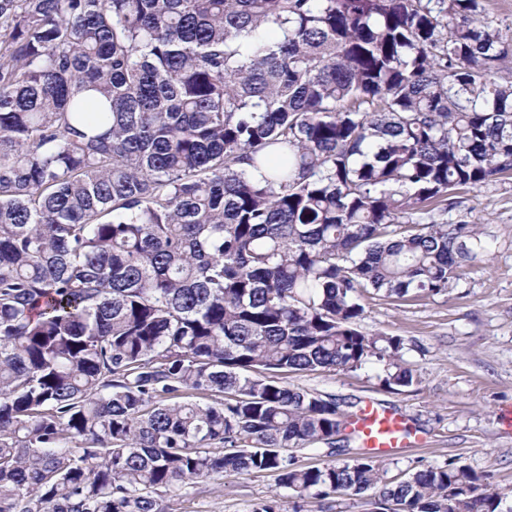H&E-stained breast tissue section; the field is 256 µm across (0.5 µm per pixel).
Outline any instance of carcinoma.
Listing matches in <instances>:
<instances>
[{
    "mask_svg": "<svg viewBox=\"0 0 512 512\" xmlns=\"http://www.w3.org/2000/svg\"><path fill=\"white\" fill-rule=\"evenodd\" d=\"M510 175L512 27L483 0H0V512H163L253 472L499 512L455 461L299 463L356 438L270 374L412 386L364 300L453 287L490 243L444 215Z\"/></svg>",
    "mask_w": 512,
    "mask_h": 512,
    "instance_id": "1",
    "label": "carcinoma"
}]
</instances>
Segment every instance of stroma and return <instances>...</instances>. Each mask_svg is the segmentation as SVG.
Listing matches in <instances>:
<instances>
[{
    "instance_id": "obj_1",
    "label": "stroma",
    "mask_w": 512,
    "mask_h": 512,
    "mask_svg": "<svg viewBox=\"0 0 512 512\" xmlns=\"http://www.w3.org/2000/svg\"><path fill=\"white\" fill-rule=\"evenodd\" d=\"M470 211L485 219L494 239L489 262L472 266L444 295L365 302L360 330L403 338L416 383L387 389L376 362L355 371L280 373L276 380L401 416L420 442L385 454L389 478L455 459L506 492L502 507L512 512V432L500 423L501 410L512 407V180L462 194L447 219ZM276 494L289 497L270 474L251 473L173 487L162 505L165 512H251Z\"/></svg>"
}]
</instances>
